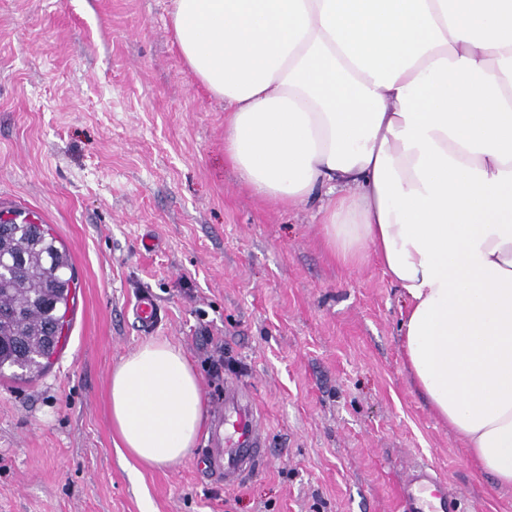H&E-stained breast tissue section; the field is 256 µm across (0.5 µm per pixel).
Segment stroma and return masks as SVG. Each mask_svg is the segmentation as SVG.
<instances>
[{
	"label": "stroma",
	"mask_w": 512,
	"mask_h": 512,
	"mask_svg": "<svg viewBox=\"0 0 512 512\" xmlns=\"http://www.w3.org/2000/svg\"><path fill=\"white\" fill-rule=\"evenodd\" d=\"M171 8L0 0V199L43 216L77 283L51 366L0 375V512H400L425 463L456 512H512V489L478 474L413 385L404 298L372 252L341 263L318 202L241 183ZM144 293L162 316L148 333L131 311ZM149 340L183 350L206 408L225 380L251 391L267 457L242 485L211 482L193 453L148 469L122 448L109 379Z\"/></svg>",
	"instance_id": "obj_1"
}]
</instances>
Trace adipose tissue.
I'll return each mask as SVG.
<instances>
[{"instance_id":"1","label":"adipose tissue","mask_w":512,"mask_h":512,"mask_svg":"<svg viewBox=\"0 0 512 512\" xmlns=\"http://www.w3.org/2000/svg\"><path fill=\"white\" fill-rule=\"evenodd\" d=\"M170 27L224 102V152L253 193H324L330 253L372 251L408 307L411 381L479 473L512 488V0H172ZM112 428L149 468L206 423L183 352L112 369Z\"/></svg>"}]
</instances>
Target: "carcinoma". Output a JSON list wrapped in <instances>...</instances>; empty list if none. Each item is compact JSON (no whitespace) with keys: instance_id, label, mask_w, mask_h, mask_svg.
Listing matches in <instances>:
<instances>
[{"instance_id":"obj_1","label":"carcinoma","mask_w":512,"mask_h":512,"mask_svg":"<svg viewBox=\"0 0 512 512\" xmlns=\"http://www.w3.org/2000/svg\"><path fill=\"white\" fill-rule=\"evenodd\" d=\"M76 287L66 249L43 224L0 220V374L40 373L62 346Z\"/></svg>"}]
</instances>
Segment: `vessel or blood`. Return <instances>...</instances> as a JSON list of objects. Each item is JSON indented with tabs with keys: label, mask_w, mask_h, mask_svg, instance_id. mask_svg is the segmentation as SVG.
<instances>
[{
	"label": "vessel or blood",
	"mask_w": 512,
	"mask_h": 512,
	"mask_svg": "<svg viewBox=\"0 0 512 512\" xmlns=\"http://www.w3.org/2000/svg\"><path fill=\"white\" fill-rule=\"evenodd\" d=\"M133 313L144 331H152L159 322V309L151 296H141ZM264 454L250 394L239 384L225 383L224 408L215 414L208 446L201 450V457L225 485L233 486L259 464ZM401 499L403 512H452L448 490L429 466L411 474L401 488Z\"/></svg>",
	"instance_id": "1"
}]
</instances>
